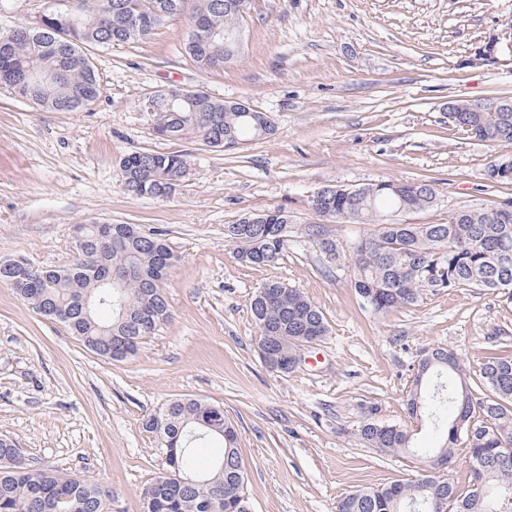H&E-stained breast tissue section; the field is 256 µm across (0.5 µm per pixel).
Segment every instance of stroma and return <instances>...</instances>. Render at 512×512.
<instances>
[{
  "label": "stroma",
  "mask_w": 512,
  "mask_h": 512,
  "mask_svg": "<svg viewBox=\"0 0 512 512\" xmlns=\"http://www.w3.org/2000/svg\"><path fill=\"white\" fill-rule=\"evenodd\" d=\"M511 24L512 0H250L242 48L222 68L185 54L182 15L146 42L94 49L100 93L81 111L49 112L0 85V258L70 265L73 226L95 222L162 234L178 257L169 320L123 361L0 285V436L27 462L110 487L112 512H141L144 486L166 467L145 421L179 397L220 405L236 427L251 512H335L358 487L414 479L417 461L365 447L360 422L370 413L407 426L414 448L433 446V425L406 409L423 351L447 348L478 374L512 343V303L445 290L373 313L350 269H326L299 229L319 223L311 199L327 184L435 181L434 205L394 214L401 224L512 199V183L482 176L512 144L477 141L448 117L453 101L512 97V67L470 63ZM172 84L243 102L274 131L224 151L193 134L160 139L143 104ZM148 150L187 156L170 197L121 183V160ZM280 207L294 226L287 250L271 266L240 263L225 225ZM271 280L299 289L329 325L289 374L257 348L251 302Z\"/></svg>",
  "instance_id": "stroma-1"
}]
</instances>
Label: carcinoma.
<instances>
[{"label":"carcinoma","instance_id":"cac0c4a2","mask_svg":"<svg viewBox=\"0 0 512 512\" xmlns=\"http://www.w3.org/2000/svg\"><path fill=\"white\" fill-rule=\"evenodd\" d=\"M226 0H197L193 14L206 17L209 30L223 35L212 43L204 32H189L184 49L203 69L216 67L224 51L236 52L235 32L245 14L224 9ZM187 0H56L46 10L44 25L25 23L18 34L0 33V84L15 97L54 112H77L99 95L96 67L90 48L143 42L165 21L180 15ZM155 130L179 139L195 134L212 148H231L261 132L246 112L224 109V102L198 95L174 108L154 109ZM456 126L491 145L512 143V112H462ZM187 167L181 152L143 151L120 164L124 188L136 196L160 197L174 193ZM380 181L364 187L355 198L336 187L328 208L332 221L371 224L374 229L350 244L332 240L329 266H351V284L375 313L416 304L423 294L441 290H493L512 302V212L495 206L460 210L446 224H399L388 219L401 211H420L434 205L437 188L431 181ZM258 224L224 225L225 242L236 247L237 259L256 267L276 263L287 245L278 228L288 225L282 208L260 213ZM301 234L313 247L318 237L330 235L324 224H306ZM112 269L126 272L122 288L104 294L93 287L94 252L77 251L75 262L58 269H37L18 276L0 268V284L11 288L39 314L66 313L64 324L95 354L123 360L136 353L149 331L140 318L155 327L168 317L164 280L178 257L157 237L135 226L112 228L109 251ZM259 338L271 337L261 355L266 365L281 363L312 339L328 332L323 312L298 289L280 281L265 283L251 303ZM481 389L467 382V370L450 350L424 351L418 362L414 389L407 407L411 417L425 415L441 436L428 450L426 461H453L464 455L470 480L485 479L486 496L473 488L460 490L453 478L431 468L414 480L395 481L382 488L357 489L336 503V512H434L442 500L450 512H512V354L494 353L479 371ZM360 423L357 435L368 447L386 454L411 448L406 428L381 424L371 418ZM163 448L176 449L164 472L141 493L142 512H250L245 470L237 446V431L224 409L195 399H175L162 405L145 423ZM212 438L224 451L207 470L200 469L195 448ZM188 475L224 490V500L209 505V488H188L178 477ZM0 512H112L108 489L82 476L60 475L25 463L16 444L0 438Z\"/></svg>","mask_w":512,"mask_h":512}]
</instances>
